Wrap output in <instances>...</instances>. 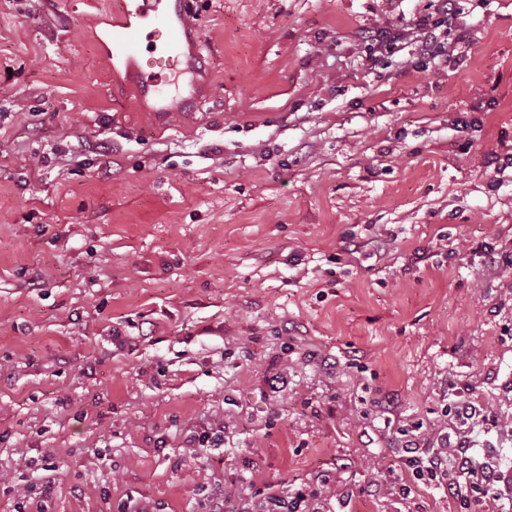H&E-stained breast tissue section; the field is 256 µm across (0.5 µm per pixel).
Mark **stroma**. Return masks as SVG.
I'll list each match as a JSON object with an SVG mask.
<instances>
[{"label": "stroma", "mask_w": 512, "mask_h": 512, "mask_svg": "<svg viewBox=\"0 0 512 512\" xmlns=\"http://www.w3.org/2000/svg\"><path fill=\"white\" fill-rule=\"evenodd\" d=\"M109 0H0V512H448L408 443L512 458V0H192L161 118ZM51 163L41 164L44 154ZM438 7L433 14L420 16L411 22L409 28L402 32H393L381 29L372 35L374 45L370 48V55L376 58L379 54L394 51L400 40L411 39L417 44L419 57L433 58L446 52L444 43L437 41L435 31L448 24V18L453 19L458 11V0H438ZM316 495L306 498L303 494L298 493L294 496L283 497L281 495L271 494L264 498V502L260 504L261 510L254 511L249 508L248 504H244L239 512H324V507H319L315 502Z\"/></svg>", "instance_id": "35a3bbf8"}]
</instances>
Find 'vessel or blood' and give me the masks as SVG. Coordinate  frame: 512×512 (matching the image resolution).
I'll list each match as a JSON object with an SVG mask.
<instances>
[{
  "instance_id": "obj_1",
  "label": "vessel or blood",
  "mask_w": 512,
  "mask_h": 512,
  "mask_svg": "<svg viewBox=\"0 0 512 512\" xmlns=\"http://www.w3.org/2000/svg\"><path fill=\"white\" fill-rule=\"evenodd\" d=\"M186 0H113L115 19L109 44L100 45L111 56L113 66H122L137 76L140 101L152 112L169 115L175 109L173 97L161 93L158 78L164 71H187L185 47L190 42V15ZM159 41L161 56H144V37Z\"/></svg>"
}]
</instances>
